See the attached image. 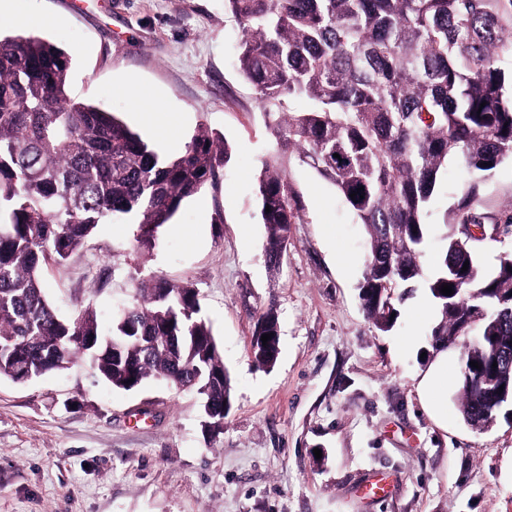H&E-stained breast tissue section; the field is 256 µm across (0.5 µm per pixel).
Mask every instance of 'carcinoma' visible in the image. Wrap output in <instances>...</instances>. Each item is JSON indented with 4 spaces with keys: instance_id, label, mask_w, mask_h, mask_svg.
Listing matches in <instances>:
<instances>
[{
    "instance_id": "obj_1",
    "label": "carcinoma",
    "mask_w": 512,
    "mask_h": 512,
    "mask_svg": "<svg viewBox=\"0 0 512 512\" xmlns=\"http://www.w3.org/2000/svg\"><path fill=\"white\" fill-rule=\"evenodd\" d=\"M224 6L240 28V69L278 145L257 182L265 264L279 268L290 225L300 221L283 161L294 154L335 186L365 228L359 295L379 330L393 326V302L422 281L440 313L433 343L479 337L463 344L461 414L489 424L497 409L476 382L498 374L512 382V349L494 351L512 344V254L482 270L479 237L462 230L482 228L470 208L475 188L443 235L431 275L420 258L431 231L424 218L448 161L481 176L512 158V0ZM70 64L37 35L0 38V377L37 378L88 358L114 388L161 379L196 391L213 424L231 409L232 385L193 284L151 279L104 335L89 306L59 317L42 273L111 217L136 225L137 248L152 249L182 203L217 183L227 146L201 127L180 154H161L114 114L70 99ZM444 284L453 294L440 292ZM269 333L267 349L259 336ZM278 343L270 307L255 323V361L272 365Z\"/></svg>"
}]
</instances>
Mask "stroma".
<instances>
[{"label":"stroma","instance_id":"35a3bbf8","mask_svg":"<svg viewBox=\"0 0 512 512\" xmlns=\"http://www.w3.org/2000/svg\"><path fill=\"white\" fill-rule=\"evenodd\" d=\"M12 33L71 57L70 97L114 113L167 155L199 127L230 159L216 187L185 200L156 247L135 227L99 224L68 261L43 271L57 315L95 310L110 333L120 309L158 276L190 282L222 353L233 404L205 434L201 398L163 381L113 388L85 360L18 383L0 377V512H512V402L485 431L460 412V344L447 349L448 425L423 411L429 331L424 285L397 303L389 331L367 318L359 283L364 227L335 188L290 160L302 216L279 272L262 258L256 180L276 150L238 65L239 28L224 0H9ZM477 182L486 223L512 210V159L480 178L452 161L427 216L432 270L441 223ZM275 308L276 362L251 353L257 317ZM382 498L362 495L371 475Z\"/></svg>","mask_w":512,"mask_h":512}]
</instances>
